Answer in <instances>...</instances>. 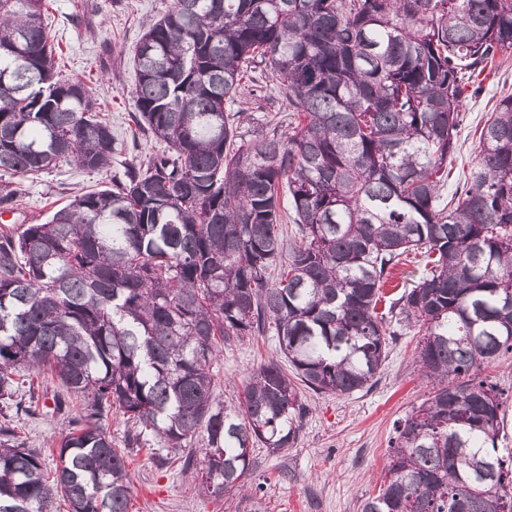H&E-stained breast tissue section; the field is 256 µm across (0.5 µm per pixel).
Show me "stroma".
Segmentation results:
<instances>
[{
    "label": "stroma",
    "instance_id": "obj_1",
    "mask_svg": "<svg viewBox=\"0 0 512 512\" xmlns=\"http://www.w3.org/2000/svg\"><path fill=\"white\" fill-rule=\"evenodd\" d=\"M170 2L46 0L50 38L66 60L61 79H80L92 89L122 151L100 172L65 165L33 179L23 178L25 193L15 205L16 215L28 216L33 224L45 223L54 209L75 195L111 185L113 177L122 175L135 148L158 150V142L129 120L136 81L133 56L146 25L164 13ZM276 86L275 78L260 66L242 80L235 108L249 115L241 127L245 137L266 125L287 122V104L277 95ZM509 95L512 49L498 53L465 90L457 150L448 159L445 195L462 188L478 160L482 127ZM419 340L416 330L399 328L369 389L322 396L300 388L308 413L294 447L279 454L255 449L253 471L243 492L208 495L199 486L196 470H183L181 461L161 467L146 449H126L132 488L129 512H249L256 502L261 512H361L363 502L377 495L384 480L395 422L405 419L433 390L415 363ZM280 358L271 332L239 337L225 345L218 364L221 382L214 391L217 402L240 404L250 375ZM473 375L496 384L501 392L505 421L498 449L508 454L512 451V354L481 366ZM70 416L67 410L38 416L0 410V422L14 426L29 447L42 452L50 467L58 460L59 442Z\"/></svg>",
    "mask_w": 512,
    "mask_h": 512
}]
</instances>
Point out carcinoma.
<instances>
[{"instance_id":"1","label":"carcinoma","mask_w":512,"mask_h":512,"mask_svg":"<svg viewBox=\"0 0 512 512\" xmlns=\"http://www.w3.org/2000/svg\"><path fill=\"white\" fill-rule=\"evenodd\" d=\"M45 0H0V207L15 176L106 168L120 151L92 89L60 80ZM512 48V0H171L134 59L138 129L167 149L44 224L0 232V400L43 368L54 410L80 401L55 469L0 424V512H128L124 446L161 465L199 438L202 486L235 494L257 447H293L317 394L371 386L395 327L424 330L432 396L395 427L384 483L361 512H512L500 392L468 373L512 353V96L482 128L466 186L441 198L462 84ZM279 77L291 131L240 139L248 70ZM300 242L284 243L283 218ZM433 267L389 301L400 257ZM283 261L278 280L267 269ZM276 331L245 401H215L233 337Z\"/></svg>"}]
</instances>
